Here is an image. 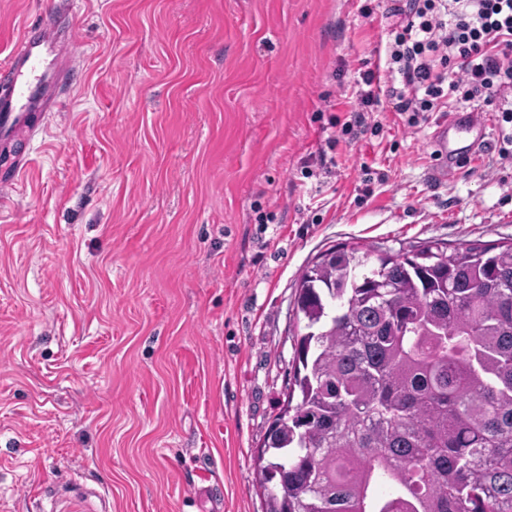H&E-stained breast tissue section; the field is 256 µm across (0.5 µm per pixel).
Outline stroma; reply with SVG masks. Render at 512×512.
Returning <instances> with one entry per match:
<instances>
[{"label":"stroma","instance_id":"1","mask_svg":"<svg viewBox=\"0 0 512 512\" xmlns=\"http://www.w3.org/2000/svg\"><path fill=\"white\" fill-rule=\"evenodd\" d=\"M79 68L0 206V512H266L259 445L321 252L512 239L499 135L448 180L410 128L322 100L382 0H72ZM58 0H0V65Z\"/></svg>","mask_w":512,"mask_h":512}]
</instances>
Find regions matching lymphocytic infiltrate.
<instances>
[{
  "label": "lymphocytic infiltrate",
  "instance_id": "f902f5d3",
  "mask_svg": "<svg viewBox=\"0 0 512 512\" xmlns=\"http://www.w3.org/2000/svg\"><path fill=\"white\" fill-rule=\"evenodd\" d=\"M385 69L395 83L379 86L368 70L365 86L336 117L342 134L366 128L384 104H392L407 126L426 112L495 107L512 125V109L500 104L512 88V0H390Z\"/></svg>",
  "mask_w": 512,
  "mask_h": 512
}]
</instances>
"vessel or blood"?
<instances>
[{
  "instance_id": "obj_1",
  "label": "vessel or blood",
  "mask_w": 512,
  "mask_h": 512,
  "mask_svg": "<svg viewBox=\"0 0 512 512\" xmlns=\"http://www.w3.org/2000/svg\"><path fill=\"white\" fill-rule=\"evenodd\" d=\"M67 0H61L52 20L29 28L16 46L9 62L0 66V149L10 148L19 137L35 138L41 132L37 113L52 106V92L65 72L75 70L74 54H66L61 66L49 58L61 43L60 25L68 14ZM489 119L481 112H455L439 123L431 145L440 163L439 178L451 177L471 153L487 141Z\"/></svg>"
}]
</instances>
